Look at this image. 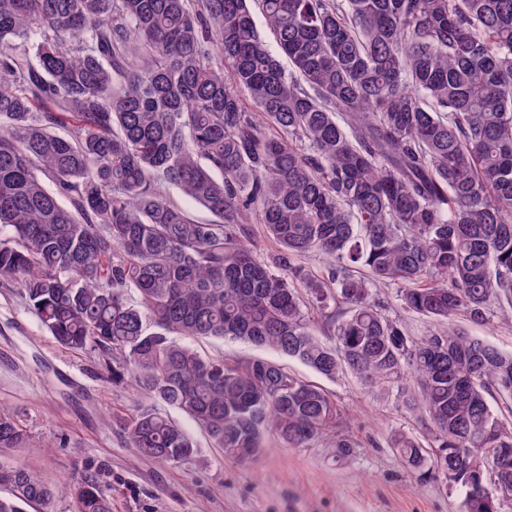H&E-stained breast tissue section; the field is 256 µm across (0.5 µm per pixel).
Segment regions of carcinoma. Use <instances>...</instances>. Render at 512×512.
Returning a JSON list of instances; mask_svg holds the SVG:
<instances>
[{
	"label": "carcinoma",
	"instance_id": "carcinoma-1",
	"mask_svg": "<svg viewBox=\"0 0 512 512\" xmlns=\"http://www.w3.org/2000/svg\"><path fill=\"white\" fill-rule=\"evenodd\" d=\"M254 217L275 252L251 242ZM312 251L321 276L299 263ZM0 278L59 344L99 350L112 381L228 459L271 436H331L339 457L356 443L320 385L186 339H241L395 396L428 434L395 431L399 459L442 474L463 512H505L512 423L493 402L512 400V352L453 320L495 304L512 323V0H0ZM391 285L425 335L383 312ZM123 432L152 461L195 452L152 407ZM25 440L0 410V450ZM0 485V512L58 493L23 467ZM68 493L112 512L96 472Z\"/></svg>",
	"mask_w": 512,
	"mask_h": 512
}]
</instances>
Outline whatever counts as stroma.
Instances as JSON below:
<instances>
[{"instance_id": "obj_1", "label": "stroma", "mask_w": 512, "mask_h": 512, "mask_svg": "<svg viewBox=\"0 0 512 512\" xmlns=\"http://www.w3.org/2000/svg\"><path fill=\"white\" fill-rule=\"evenodd\" d=\"M202 355L228 362L273 359L241 341L193 340ZM358 442L340 459L332 442L285 448L269 438L264 454L241 464L225 459L184 413L161 411L192 436L194 457L168 464L126 447L121 426L152 399L113 383L99 351H72L42 328L18 288L0 280V408L22 420L26 447L0 452V465L37 472L59 492L43 512H73L65 484L84 469L99 471L112 490L113 512H461L462 497L439 475L420 479L388 446L400 428L419 431L395 399L377 400L352 376L324 381Z\"/></svg>"}]
</instances>
